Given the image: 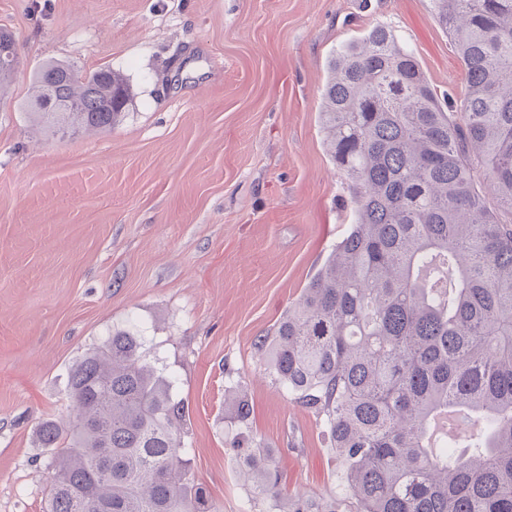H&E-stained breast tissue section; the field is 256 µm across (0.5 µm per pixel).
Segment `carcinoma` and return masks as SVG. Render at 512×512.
Instances as JSON below:
<instances>
[{"label": "carcinoma", "mask_w": 512, "mask_h": 512, "mask_svg": "<svg viewBox=\"0 0 512 512\" xmlns=\"http://www.w3.org/2000/svg\"><path fill=\"white\" fill-rule=\"evenodd\" d=\"M466 77L440 99L414 53L377 25L327 63L321 126L352 221L274 335L266 370L323 416L354 512H512V0H433ZM19 56L0 29V93ZM133 97L110 67L46 62L24 109L54 132L110 130ZM491 193L497 206L487 204ZM117 330L70 370L68 425H37L47 512H219L183 455L184 402ZM239 480L265 512H339L284 498L252 409L225 398ZM469 423L466 451L439 435Z\"/></svg>", "instance_id": "carcinoma-1"}]
</instances>
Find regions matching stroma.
<instances>
[{
  "mask_svg": "<svg viewBox=\"0 0 512 512\" xmlns=\"http://www.w3.org/2000/svg\"><path fill=\"white\" fill-rule=\"evenodd\" d=\"M383 25L437 90L466 78L432 0H0L18 41L0 100V512H44L35 428L68 422V371L112 330L145 336L186 407L191 473L222 512H262L236 478L228 392L277 453L286 497L346 502L323 418L268 375L255 343L351 222L323 143L327 60ZM49 60L126 75L108 132L53 135L20 105Z\"/></svg>",
  "mask_w": 512,
  "mask_h": 512,
  "instance_id": "1",
  "label": "stroma"
}]
</instances>
